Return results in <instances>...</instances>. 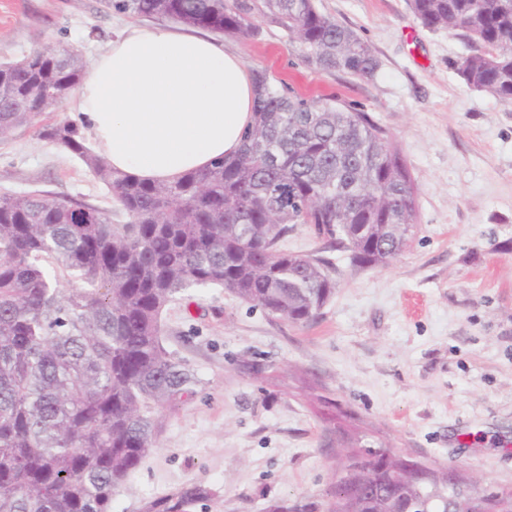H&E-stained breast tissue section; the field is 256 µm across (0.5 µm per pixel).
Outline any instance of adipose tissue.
Instances as JSON below:
<instances>
[{
  "instance_id": "ef3b65f1",
  "label": "adipose tissue",
  "mask_w": 512,
  "mask_h": 512,
  "mask_svg": "<svg viewBox=\"0 0 512 512\" xmlns=\"http://www.w3.org/2000/svg\"><path fill=\"white\" fill-rule=\"evenodd\" d=\"M241 56L192 28H126L86 67L68 101L114 170L169 182L235 155L253 120Z\"/></svg>"
}]
</instances>
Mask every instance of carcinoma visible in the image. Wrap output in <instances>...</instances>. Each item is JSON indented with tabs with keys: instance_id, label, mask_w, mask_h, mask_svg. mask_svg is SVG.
Here are the masks:
<instances>
[{
	"instance_id": "obj_1",
	"label": "carcinoma",
	"mask_w": 512,
	"mask_h": 512,
	"mask_svg": "<svg viewBox=\"0 0 512 512\" xmlns=\"http://www.w3.org/2000/svg\"><path fill=\"white\" fill-rule=\"evenodd\" d=\"M246 41L267 15L324 70L369 78L379 62L315 0H103ZM433 31L480 48L458 74L512 105V0H408ZM86 68L75 50H36L0 72V142L57 112ZM254 122L233 158L146 182L112 169L76 125L37 135L68 149L127 222L50 192L0 196V512H112V495L156 447L160 413L197 378L162 345L160 317L191 288H225L294 324L336 291L322 258L278 242L314 224L360 267H384L416 223V186L398 149L364 112L287 94L254 71ZM73 283L61 287V274ZM415 485L358 475L336 482L335 512L414 509ZM198 484L146 512H186Z\"/></svg>"
}]
</instances>
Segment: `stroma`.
I'll return each instance as SVG.
<instances>
[{
  "label": "stroma",
  "instance_id": "obj_1",
  "mask_svg": "<svg viewBox=\"0 0 512 512\" xmlns=\"http://www.w3.org/2000/svg\"><path fill=\"white\" fill-rule=\"evenodd\" d=\"M316 4L369 45L373 77L316 69L263 16L257 36L224 46L290 94L336 98L381 126L417 186L413 234L388 266L360 267L296 225L280 249L330 260L337 283L306 325L222 288L169 303L162 342L197 383L163 410L157 447L112 512L193 483L211 494L188 512H328L338 454L368 446L512 489V105L467 87L466 40L429 31L408 0ZM135 22L101 0H0V63L47 47L89 62ZM68 116L41 113L0 143V195L44 190L125 223L80 160L37 136Z\"/></svg>",
  "mask_w": 512,
  "mask_h": 512
}]
</instances>
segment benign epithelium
<instances>
[{
	"label": "benign epithelium",
	"mask_w": 512,
	"mask_h": 512,
	"mask_svg": "<svg viewBox=\"0 0 512 512\" xmlns=\"http://www.w3.org/2000/svg\"><path fill=\"white\" fill-rule=\"evenodd\" d=\"M390 457L384 448H364L350 454V463L354 464V469L363 472L375 468L377 462H387ZM415 472L422 474L418 493L428 503L435 499H448L455 502L460 512H512V493L491 488L479 492L458 480L443 483L435 477L434 471L405 458L389 469V476L395 481H402L410 479Z\"/></svg>",
	"instance_id": "obj_1"
}]
</instances>
